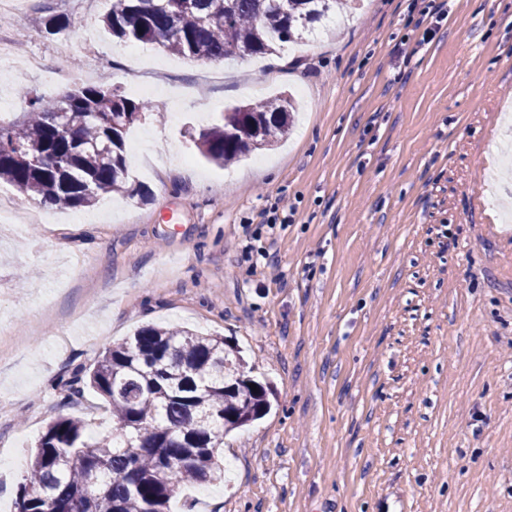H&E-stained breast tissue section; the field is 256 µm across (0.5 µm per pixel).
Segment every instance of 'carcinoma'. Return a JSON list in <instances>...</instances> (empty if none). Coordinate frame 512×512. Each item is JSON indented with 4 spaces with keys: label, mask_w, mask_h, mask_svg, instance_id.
Masks as SVG:
<instances>
[{
    "label": "carcinoma",
    "mask_w": 512,
    "mask_h": 512,
    "mask_svg": "<svg viewBox=\"0 0 512 512\" xmlns=\"http://www.w3.org/2000/svg\"><path fill=\"white\" fill-rule=\"evenodd\" d=\"M339 0H112L104 25L119 42L150 43L186 60L250 59L298 42ZM151 102L109 84L59 97L36 95L12 122L0 123V180L45 207H89L114 192L145 203L129 182L127 132ZM294 103L287 92L235 105L222 123L195 138L200 155L224 165L288 134ZM124 112L122 128L112 113ZM245 375L222 336L147 325L101 352L64 384L60 405L97 392L117 427L91 435L60 414L46 426L18 484L15 512H170L180 486L224 480V432L261 418L276 396Z\"/></svg>",
    "instance_id": "carcinoma-1"
}]
</instances>
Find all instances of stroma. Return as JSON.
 <instances>
[{"label": "stroma", "instance_id": "obj_1", "mask_svg": "<svg viewBox=\"0 0 512 512\" xmlns=\"http://www.w3.org/2000/svg\"><path fill=\"white\" fill-rule=\"evenodd\" d=\"M428 2L362 0L221 64L117 44L112 0L0 14V119L28 93L142 74L169 101L131 133L174 151L134 152L144 204L48 209L0 181V454L20 463L0 512L59 412L112 430L98 394L62 410L58 389L147 324L224 335L278 393L225 435L223 482L180 487L171 512H512V190L488 198L478 158L512 157V0H448L429 39ZM283 89L298 113L277 149L205 162L194 133ZM282 199L291 221L269 228Z\"/></svg>", "mask_w": 512, "mask_h": 512}]
</instances>
